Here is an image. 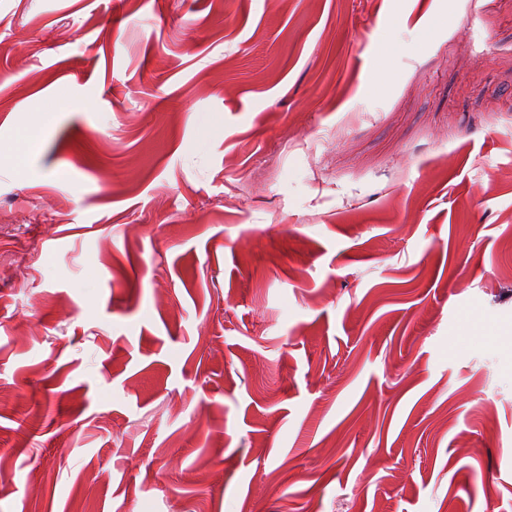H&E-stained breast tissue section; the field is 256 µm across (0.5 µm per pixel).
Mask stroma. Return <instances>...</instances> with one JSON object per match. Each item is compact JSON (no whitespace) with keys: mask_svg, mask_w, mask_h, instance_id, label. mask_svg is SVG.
<instances>
[{"mask_svg":"<svg viewBox=\"0 0 512 512\" xmlns=\"http://www.w3.org/2000/svg\"><path fill=\"white\" fill-rule=\"evenodd\" d=\"M0 512H512V0H0Z\"/></svg>","mask_w":512,"mask_h":512,"instance_id":"1","label":"stroma"}]
</instances>
